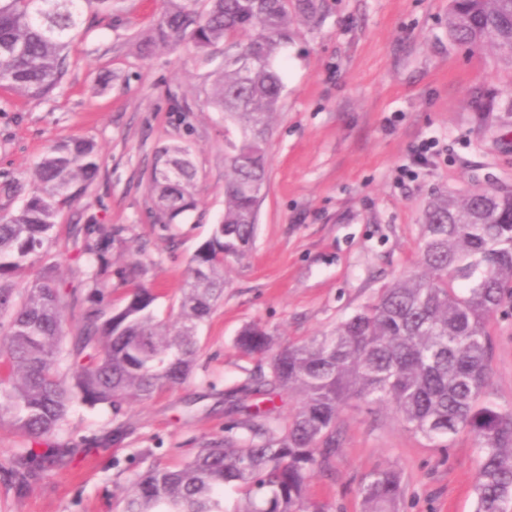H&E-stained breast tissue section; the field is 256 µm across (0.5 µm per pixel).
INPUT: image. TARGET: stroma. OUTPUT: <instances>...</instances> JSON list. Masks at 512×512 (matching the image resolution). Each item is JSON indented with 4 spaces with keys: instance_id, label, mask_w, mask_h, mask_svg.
Here are the masks:
<instances>
[{
    "instance_id": "obj_1",
    "label": "stroma",
    "mask_w": 512,
    "mask_h": 512,
    "mask_svg": "<svg viewBox=\"0 0 512 512\" xmlns=\"http://www.w3.org/2000/svg\"><path fill=\"white\" fill-rule=\"evenodd\" d=\"M325 16L295 26L275 65L283 93L267 144V190L256 235L228 259L224 296L202 325L191 376L146 401L119 407L74 401L55 441L80 448L71 467L44 472L27 491L3 474L20 437L0 425V512H122L143 454L163 467L223 437L228 396L263 368L235 339L256 325L280 341L332 329L395 278L415 270L423 210L432 195L512 189V64L448 34L451 0H324ZM165 0H122L118 16L90 24L69 47L68 72L47 100L0 88V215L33 191L31 172L48 148L96 142L101 169L64 210L46 256L19 287L51 275L68 292L67 334L90 307L121 305L128 280L152 288L155 313L177 312L190 260L224 213V156L233 131L207 103L222 54L204 59L189 42L146 55L137 41ZM431 139L427 162L414 147ZM186 145L197 170V207L160 222L150 191L157 149ZM81 224L118 231L90 303V256ZM491 392L512 404V314L490 321ZM339 449L308 493L330 512H361L358 489L372 471L396 466L400 512H473L474 441L448 451L409 432L389 407L354 401L338 424Z\"/></svg>"
}]
</instances>
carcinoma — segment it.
Instances as JSON below:
<instances>
[{"instance_id": "cac0c4a2", "label": "carcinoma", "mask_w": 512, "mask_h": 512, "mask_svg": "<svg viewBox=\"0 0 512 512\" xmlns=\"http://www.w3.org/2000/svg\"><path fill=\"white\" fill-rule=\"evenodd\" d=\"M204 7H198L199 2ZM119 0H0V88L45 100L68 71L66 50L84 30V14L112 16ZM323 0H167V9L138 42L152 53L188 40L204 55L223 46L251 62L225 64L210 103L239 130L225 157L224 215L191 259L178 312L154 314L157 294L143 283L103 320L90 310L61 371L67 292L45 282L18 290L15 278L47 252L61 209L78 202L99 172L89 139L57 143L34 168L36 186L16 212L0 216V423L20 435L10 469L19 491L37 473L72 464L75 449L45 447L74 399L90 406L143 401L184 382L197 357L198 335L224 292V266L255 237L259 196L266 187V145L283 82L273 59L293 27L320 18ZM449 34L478 50L512 60V0H453ZM196 169L189 149L165 145L155 154L151 190L163 224L195 206ZM97 238L89 275L93 297L109 264L114 231L77 230ZM512 190L462 198L433 197L424 212L418 269L381 289L330 331L283 343L259 327L237 337L240 351L268 360L235 398L245 415L207 440L183 465L149 464L125 490L122 512H226L218 497L232 485L244 499L234 512H328L308 496L317 471L336 455V422L352 400L392 405L404 426L439 448L461 433L475 441L474 512H505L512 501V406L491 398L488 324L512 307ZM288 392L297 407L282 416L272 405ZM263 396L271 405L252 408ZM362 512H398L404 495L393 465L371 473L359 489Z\"/></svg>"}]
</instances>
